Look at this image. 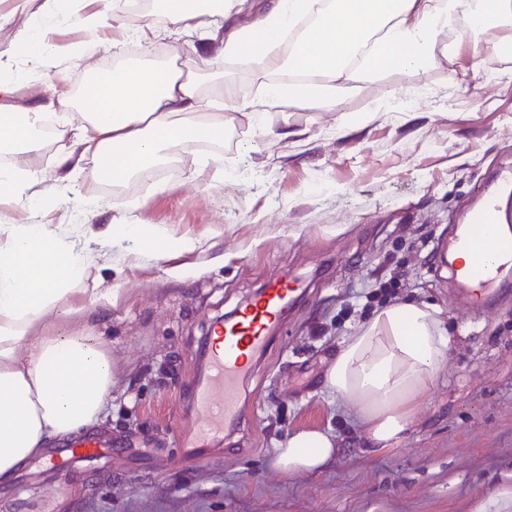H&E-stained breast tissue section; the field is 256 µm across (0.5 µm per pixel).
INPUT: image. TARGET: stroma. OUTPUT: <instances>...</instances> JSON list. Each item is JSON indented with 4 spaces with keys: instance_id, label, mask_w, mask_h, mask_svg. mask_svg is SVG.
Masks as SVG:
<instances>
[{
    "instance_id": "35a3bbf8",
    "label": "stroma",
    "mask_w": 512,
    "mask_h": 512,
    "mask_svg": "<svg viewBox=\"0 0 512 512\" xmlns=\"http://www.w3.org/2000/svg\"><path fill=\"white\" fill-rule=\"evenodd\" d=\"M43 0H0V81L16 104L55 99L113 59L111 32L63 23L57 39L89 52L59 69L28 60L23 36ZM156 61L178 58L260 91L262 74L226 63L220 41L156 23ZM492 32L474 45L451 36L453 60L352 83L332 112L272 108L265 128L224 115V138L198 144L171 175L118 182L80 174L68 200L44 197L60 236L81 229L80 208L101 223L151 224L193 251L131 254L103 245L84 260L83 297L108 288L95 335L112 346L117 374L93 433L107 454L64 473L31 459L0 486V512H473L475 499L512 488V270L492 294L469 298L444 274L445 245L480 201V187L512 166V57ZM479 68H472V61ZM402 103L386 105L389 92ZM302 295L279 323L264 360L240 384L238 416L205 455L177 446L194 422L201 351L213 323L274 276ZM393 297L439 305L455 344L452 372L429 391L402 443L367 446L355 417L322 386L338 343ZM318 428L339 450L325 469L288 476L273 457L289 433Z\"/></svg>"
}]
</instances>
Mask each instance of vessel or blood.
Instances as JSON below:
<instances>
[{"instance_id": "obj_1", "label": "vessel or blood", "mask_w": 512, "mask_h": 512, "mask_svg": "<svg viewBox=\"0 0 512 512\" xmlns=\"http://www.w3.org/2000/svg\"><path fill=\"white\" fill-rule=\"evenodd\" d=\"M466 240L473 258L463 280L470 287H491L502 270L512 267V237L499 231V204L492 194L482 193ZM292 294L288 283L269 280L255 300L219 330L221 348L213 352L207 374L196 385L194 434L182 441L183 452L204 453L211 440L223 434L225 424L236 419L238 384L249 373L253 359L266 350L267 327L286 311ZM103 446L98 435L77 437L57 464L65 468L78 456L99 455Z\"/></svg>"}]
</instances>
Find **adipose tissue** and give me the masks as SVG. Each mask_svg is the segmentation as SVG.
I'll list each match as a JSON object with an SVG mask.
<instances>
[{
  "label": "adipose tissue",
  "mask_w": 512,
  "mask_h": 512,
  "mask_svg": "<svg viewBox=\"0 0 512 512\" xmlns=\"http://www.w3.org/2000/svg\"><path fill=\"white\" fill-rule=\"evenodd\" d=\"M79 0H44L37 28L23 37L32 61L58 65L79 56L85 45L56 46L51 32L61 17L76 16L89 31L123 30L129 0H94L76 13ZM153 14L201 41H221L225 60L263 72L302 75L297 84L265 83L262 94L239 99L222 84L211 92L201 74L143 60L116 66L89 82L79 100L82 122H61L53 134L61 147L54 192L65 196L72 178L89 172L96 179L123 182L152 164L162 150L192 152L199 141L220 140L224 124L202 122L214 112H238L262 124L265 112L287 102L304 112L335 110L351 82L393 67L409 72L447 54L448 34L464 32L480 42L492 30H512V0H152ZM254 12L248 27L234 17ZM16 89L0 86V145L10 159L0 165V195L27 200L32 211L42 199L32 188L40 181L31 166L41 123L51 103L20 107ZM105 158L107 170L85 169ZM154 240L167 242L163 232ZM143 225L118 224L64 240L48 225H0V485L50 442L76 437L97 424L112 392L114 363L110 344L82 325L54 331L56 321L82 317L97 301L70 304L84 274L83 256L102 240L141 250ZM452 338L440 308L405 300L376 310L339 342L323 386L338 405L358 418L373 447H397L413 423L425 394L449 369ZM338 451L336 439L318 429L288 436L274 457L282 474L322 469Z\"/></svg>",
  "instance_id": "1"
}]
</instances>
